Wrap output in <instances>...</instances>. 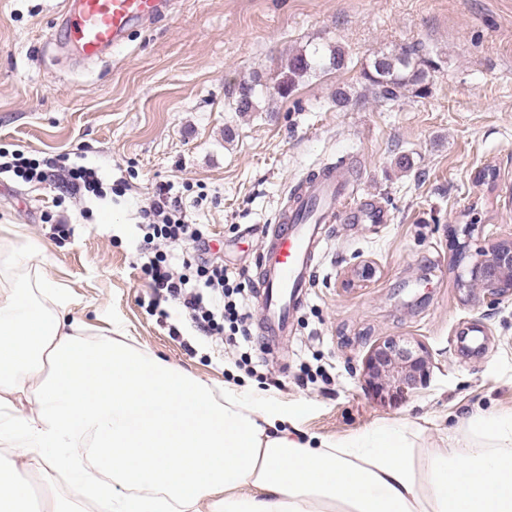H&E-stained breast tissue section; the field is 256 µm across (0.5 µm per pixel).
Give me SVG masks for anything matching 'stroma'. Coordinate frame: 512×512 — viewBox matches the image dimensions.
<instances>
[{
  "label": "stroma",
  "instance_id": "35a3bbf8",
  "mask_svg": "<svg viewBox=\"0 0 512 512\" xmlns=\"http://www.w3.org/2000/svg\"><path fill=\"white\" fill-rule=\"evenodd\" d=\"M175 10L102 59L59 41L66 0H0V151L63 155L96 168L111 193H72L65 178L0 173V280L47 271L68 289L86 337L119 323L135 348L209 385L265 390L307 434L338 439L403 422L419 454L475 414L512 411V294L466 299L468 253L512 237V0H175ZM418 46L435 62L429 92L382 101L363 67ZM346 52L347 68H316L288 96L278 74L299 51ZM260 79L258 109L233 108ZM351 94L337 106L335 92ZM328 162L350 169L387 208V224L326 225L308 296L290 336L252 338L256 375L234 350L196 337L173 302L155 300L137 266V209L171 183L187 219L211 233L213 256L255 287L264 230L291 188ZM496 177L483 181L481 168ZM474 225L464 237L463 225ZM42 245L25 267L12 252ZM404 336L432 356L427 388L382 398L363 362ZM28 485L33 512L70 483L21 449L0 446Z\"/></svg>",
  "mask_w": 512,
  "mask_h": 512
}]
</instances>
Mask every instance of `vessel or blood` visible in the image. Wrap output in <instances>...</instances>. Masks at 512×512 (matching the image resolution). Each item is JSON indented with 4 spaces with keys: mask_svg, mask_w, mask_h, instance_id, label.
I'll return each instance as SVG.
<instances>
[{
    "mask_svg": "<svg viewBox=\"0 0 512 512\" xmlns=\"http://www.w3.org/2000/svg\"><path fill=\"white\" fill-rule=\"evenodd\" d=\"M171 0H69L60 29L62 39L93 59L120 46L138 24L170 13ZM353 192L336 166L310 171L269 225L256 264V303L260 331L269 340L286 336L303 300L323 245L322 227L348 213L355 224H385L386 208L377 198L353 205Z\"/></svg>",
    "mask_w": 512,
    "mask_h": 512,
    "instance_id": "vessel-or-blood-1",
    "label": "vessel or blood"
}]
</instances>
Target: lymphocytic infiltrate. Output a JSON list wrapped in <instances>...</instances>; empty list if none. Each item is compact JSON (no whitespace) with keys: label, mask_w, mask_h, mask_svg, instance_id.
Wrapping results in <instances>:
<instances>
[{"label":"lymphocytic infiltrate","mask_w":512,"mask_h":512,"mask_svg":"<svg viewBox=\"0 0 512 512\" xmlns=\"http://www.w3.org/2000/svg\"><path fill=\"white\" fill-rule=\"evenodd\" d=\"M140 217L150 230L145 243H181L190 250L180 273L158 253L142 264L155 295L174 302L201 341L240 350V365L250 367L252 357L244 346L251 336V308L233 273L222 260L209 257L203 225L187 221L182 198L168 183L157 186Z\"/></svg>","instance_id":"f902f5d3"}]
</instances>
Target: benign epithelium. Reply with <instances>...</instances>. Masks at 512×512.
Returning <instances> with one entry per match:
<instances>
[{
  "label": "benign epithelium",
  "instance_id": "benign-epithelium-1",
  "mask_svg": "<svg viewBox=\"0 0 512 512\" xmlns=\"http://www.w3.org/2000/svg\"><path fill=\"white\" fill-rule=\"evenodd\" d=\"M460 288L496 301L512 291V240L503 239L476 253L467 275H458ZM430 356L420 343L388 337L369 351L364 362L365 383L379 395L404 397L428 387Z\"/></svg>",
  "mask_w": 512,
  "mask_h": 512
}]
</instances>
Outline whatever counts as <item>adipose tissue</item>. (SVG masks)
Instances as JSON below:
<instances>
[{
    "label": "adipose tissue",
    "instance_id": "1",
    "mask_svg": "<svg viewBox=\"0 0 512 512\" xmlns=\"http://www.w3.org/2000/svg\"><path fill=\"white\" fill-rule=\"evenodd\" d=\"M70 306L44 271L0 289V439L102 512H512V413L471 416L422 458L401 423L314 447L255 392L219 397L124 341L85 340Z\"/></svg>",
    "mask_w": 512,
    "mask_h": 512
}]
</instances>
